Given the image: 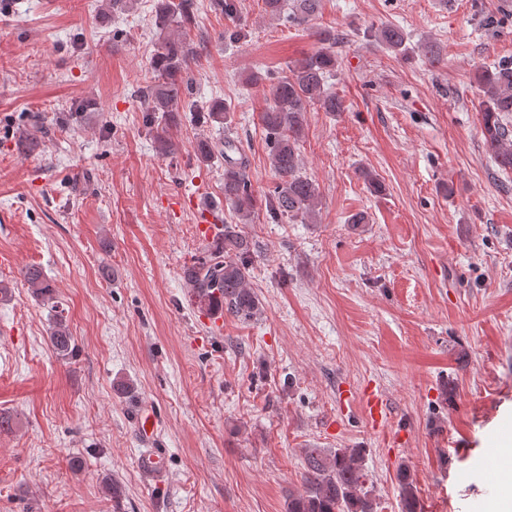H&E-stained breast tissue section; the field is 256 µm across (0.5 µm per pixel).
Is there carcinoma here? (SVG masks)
I'll return each mask as SVG.
<instances>
[{
    "instance_id": "cac0c4a2",
    "label": "carcinoma",
    "mask_w": 512,
    "mask_h": 512,
    "mask_svg": "<svg viewBox=\"0 0 512 512\" xmlns=\"http://www.w3.org/2000/svg\"><path fill=\"white\" fill-rule=\"evenodd\" d=\"M215 8L231 20L224 31L230 39L241 37L238 7L235 0H213ZM319 0H293L292 20L298 24L313 16ZM153 22L159 31L158 41L150 58L153 80L147 85L144 103L147 121L156 126L155 140L162 154L174 148L171 131L181 124V113L192 111L186 100L191 95V63L197 50L187 37L193 21L191 0H155ZM376 40L388 50L408 55L407 36L398 26H383L375 32ZM336 33L326 30L319 35L321 46L289 67L270 84L269 99L259 112L269 153L270 165L277 176L273 193L262 196L251 187L247 165L230 152L238 150L231 140H201L196 155L209 161L214 155L224 156V203L242 221H249L262 208L274 219L306 222L318 204V184L302 171L300 142L307 126V112L314 105L324 112L344 110L342 99L327 89V82L336 73L334 51ZM482 133L503 170H512V130L505 122L512 114V62H500L484 70L479 78ZM208 118L219 125L231 122V109L222 100L209 105ZM252 241L237 225H222L219 234L208 244L203 256L182 267V277L191 289L200 309L206 312H227L237 317H251L259 303L250 287L249 256ZM23 279L42 302L57 307L54 291L39 266L25 267ZM50 344L62 359L75 356L73 337L62 315L51 328ZM304 490L288 500V512H376L372 491L366 488L368 475L357 448L328 451L312 448L306 452ZM402 512H418V498L407 472H402L399 486Z\"/></svg>"
}]
</instances>
